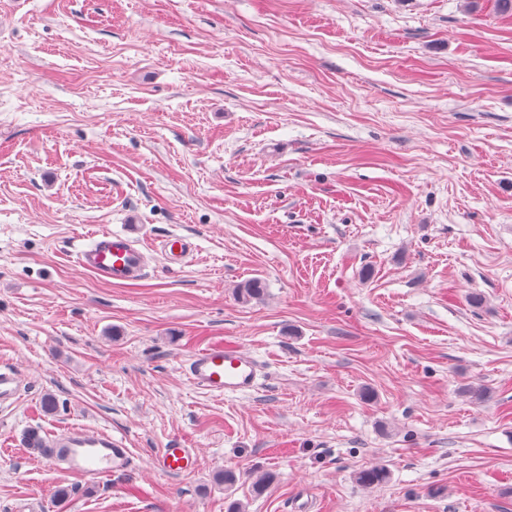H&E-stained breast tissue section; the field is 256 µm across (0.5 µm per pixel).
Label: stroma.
Listing matches in <instances>:
<instances>
[{"mask_svg": "<svg viewBox=\"0 0 512 512\" xmlns=\"http://www.w3.org/2000/svg\"><path fill=\"white\" fill-rule=\"evenodd\" d=\"M99 230L149 246L140 281L76 264ZM213 341L260 362L256 390L187 380ZM1 361L25 392L0 407V512H512V16L0 0ZM71 425L124 437L130 470L89 483L24 441ZM172 445L193 472L153 466ZM373 465L388 481L357 484ZM161 252L165 253L172 264H179L185 261L194 251V243L181 235L173 234L161 241Z\"/></svg>", "mask_w": 512, "mask_h": 512, "instance_id": "obj_1", "label": "stroma"}]
</instances>
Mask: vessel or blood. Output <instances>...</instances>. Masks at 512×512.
<instances>
[{
	"label": "vessel or blood",
	"instance_id": "b4317fda",
	"mask_svg": "<svg viewBox=\"0 0 512 512\" xmlns=\"http://www.w3.org/2000/svg\"><path fill=\"white\" fill-rule=\"evenodd\" d=\"M160 247L174 264L184 262L194 250L189 238L177 234L163 239ZM76 261L103 282L126 285L144 275L149 254L133 237L103 230L88 236L76 252ZM184 371L194 386L219 395L253 390L261 376L259 364L252 355L220 343L191 353ZM21 391L17 371L1 365L0 403L14 401ZM40 445L46 450L47 460L90 482L127 470L131 463V451L122 438L80 427L41 436ZM155 465L161 471L177 475L194 469L195 457L191 449L168 447L157 454Z\"/></svg>",
	"mask_w": 512,
	"mask_h": 512
}]
</instances>
